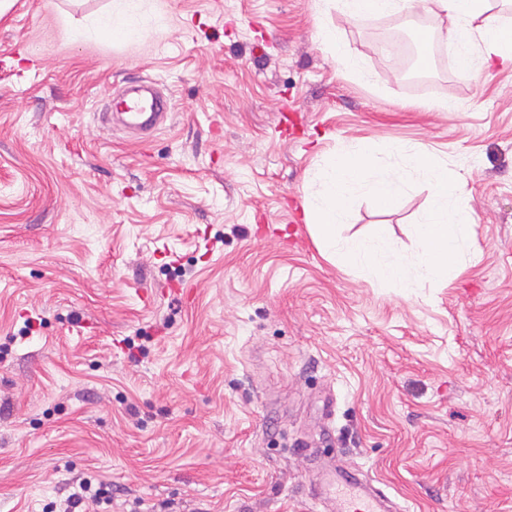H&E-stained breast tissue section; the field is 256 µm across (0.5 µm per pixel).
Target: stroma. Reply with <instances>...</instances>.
I'll return each mask as SVG.
<instances>
[{"label": "stroma", "instance_id": "1", "mask_svg": "<svg viewBox=\"0 0 512 512\" xmlns=\"http://www.w3.org/2000/svg\"><path fill=\"white\" fill-rule=\"evenodd\" d=\"M119 9L0 13V512L83 478L112 490L96 512H325L339 460L401 512H512V65L440 56L441 12L144 0L129 42L95 28ZM327 23L369 81L338 72ZM420 30L412 82L380 45ZM141 80L173 119L136 144L100 114ZM357 141L426 145L457 178L456 278L400 288L319 249L310 176ZM427 195L358 193L337 237L414 263Z\"/></svg>", "mask_w": 512, "mask_h": 512}]
</instances>
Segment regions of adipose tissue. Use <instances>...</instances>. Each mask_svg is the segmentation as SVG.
Instances as JSON below:
<instances>
[{
	"instance_id": "ef3b65f1",
	"label": "adipose tissue",
	"mask_w": 512,
	"mask_h": 512,
	"mask_svg": "<svg viewBox=\"0 0 512 512\" xmlns=\"http://www.w3.org/2000/svg\"><path fill=\"white\" fill-rule=\"evenodd\" d=\"M326 6L352 18L434 8L451 21L448 37L462 66L485 65L495 58L512 62V29L491 12L489 0H327Z\"/></svg>"
}]
</instances>
